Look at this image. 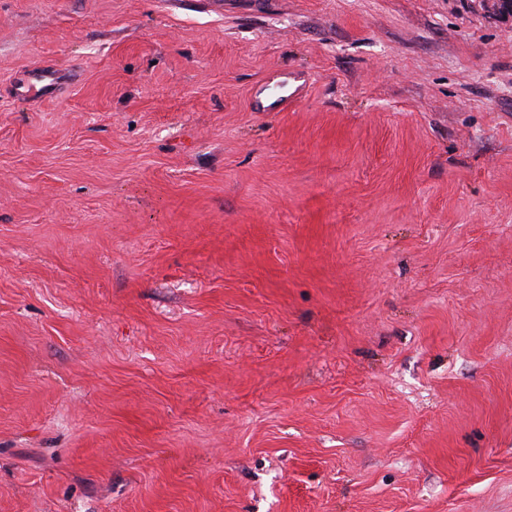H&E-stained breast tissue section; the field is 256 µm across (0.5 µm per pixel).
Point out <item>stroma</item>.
<instances>
[{"instance_id": "obj_1", "label": "stroma", "mask_w": 512, "mask_h": 512, "mask_svg": "<svg viewBox=\"0 0 512 512\" xmlns=\"http://www.w3.org/2000/svg\"><path fill=\"white\" fill-rule=\"evenodd\" d=\"M0 512H512V19L0 0ZM79 76L74 67L48 64L24 73L17 79L14 90L17 95L29 99L58 98ZM276 79V86L279 92L270 95L266 93L269 81L262 85L254 96L253 106L256 112H286L288 106L297 101L306 87L304 76L299 73L289 72L278 74L273 78ZM302 82V83H301ZM259 95H263L265 101L259 100Z\"/></svg>"}]
</instances>
